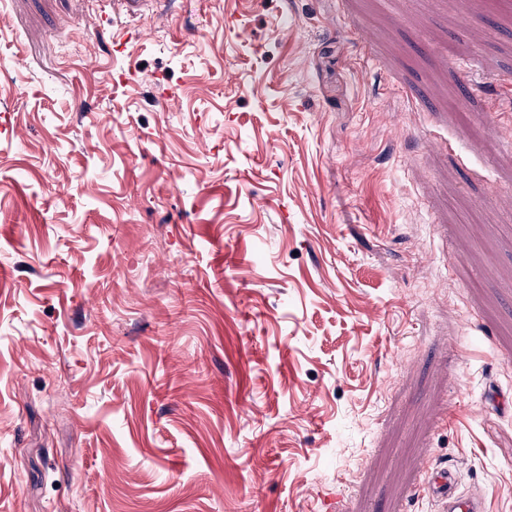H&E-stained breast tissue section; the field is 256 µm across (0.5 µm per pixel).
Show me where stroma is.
I'll return each instance as SVG.
<instances>
[{"label": "stroma", "mask_w": 512, "mask_h": 512, "mask_svg": "<svg viewBox=\"0 0 512 512\" xmlns=\"http://www.w3.org/2000/svg\"><path fill=\"white\" fill-rule=\"evenodd\" d=\"M0 110V512H512V0H0ZM424 490L431 497L444 499L448 512L485 511V499L461 491L458 472L449 465L429 466Z\"/></svg>", "instance_id": "35a3bbf8"}]
</instances>
